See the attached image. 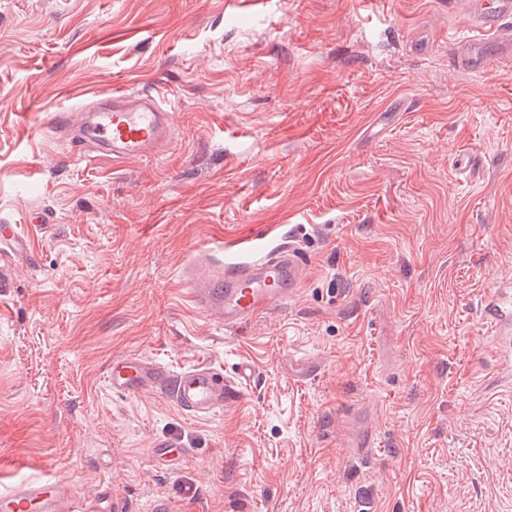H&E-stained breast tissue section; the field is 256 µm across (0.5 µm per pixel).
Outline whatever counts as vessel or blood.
Here are the masks:
<instances>
[{
	"mask_svg": "<svg viewBox=\"0 0 512 512\" xmlns=\"http://www.w3.org/2000/svg\"><path fill=\"white\" fill-rule=\"evenodd\" d=\"M465 13L477 22L480 35L455 40V57L472 71L484 69L491 54H512V0H462ZM167 93H140L125 88L98 94L83 102L78 111L66 110L49 118L51 129L71 151L92 144L126 159L154 152L173 133ZM33 254L30 233L18 225L0 224V295L13 286L12 272L19 261ZM240 260L219 262L208 276H198L186 267L183 279L194 308L237 328L266 312L276 301L288 302L299 291L302 278L300 256L289 247L263 252L247 245ZM484 314L493 323L501 364L512 370V282L500 283L486 299ZM252 367L242 364L236 378H226L222 369L193 365L173 372L142 355L113 359L105 377L113 394L136 396L151 391L167 392L183 412L208 418L241 398L240 383L250 378ZM351 445L363 450L373 444L365 415L351 424ZM0 512H87L68 484L34 479L0 493Z\"/></svg>",
	"mask_w": 512,
	"mask_h": 512,
	"instance_id": "b4317fda",
	"label": "vessel or blood"
}]
</instances>
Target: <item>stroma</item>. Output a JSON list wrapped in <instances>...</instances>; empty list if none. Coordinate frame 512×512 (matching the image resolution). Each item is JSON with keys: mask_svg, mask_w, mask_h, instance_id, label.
I'll return each mask as SVG.
<instances>
[{"mask_svg": "<svg viewBox=\"0 0 512 512\" xmlns=\"http://www.w3.org/2000/svg\"><path fill=\"white\" fill-rule=\"evenodd\" d=\"M463 23L449 0H0V221L55 217L0 296V492L512 512V372L481 314L512 280V59L460 69ZM119 87L167 89L171 141L72 157L48 116ZM241 238L292 245L304 278L233 330L186 303L182 271ZM130 354L254 373L195 419L163 392L113 395L105 369ZM161 437L188 451L170 470ZM350 427L351 448H356L357 451H362L364 448H372V431L363 413H359L353 418Z\"/></svg>", "mask_w": 512, "mask_h": 512, "instance_id": "stroma-1", "label": "stroma"}]
</instances>
